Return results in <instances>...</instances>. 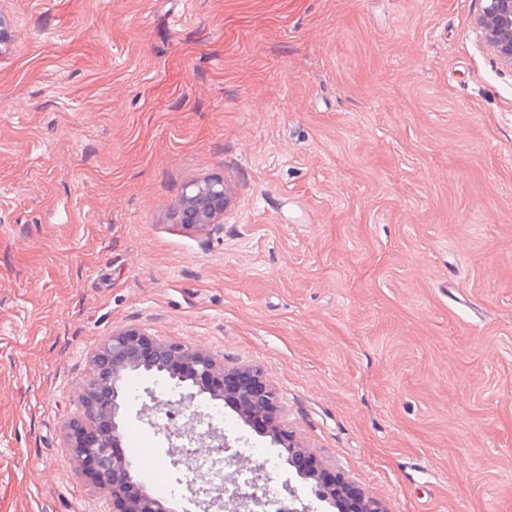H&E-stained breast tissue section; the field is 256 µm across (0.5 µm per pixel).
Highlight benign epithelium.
<instances>
[{
	"mask_svg": "<svg viewBox=\"0 0 512 512\" xmlns=\"http://www.w3.org/2000/svg\"><path fill=\"white\" fill-rule=\"evenodd\" d=\"M475 25L481 41L502 62L512 66V0H484ZM226 204L224 178L209 177L193 183L183 194L175 218L188 229L209 231L223 217ZM91 366V378L82 396L83 417L69 424L70 442L80 458L93 460L98 483L112 489V512H167L163 502L143 486L133 498L124 495L125 486L133 483L132 462L125 455L112 454V449L122 447L123 385L136 371L143 375L166 373L179 384L187 382L197 388L182 394L184 404L207 393L213 400H233L246 423L256 413L268 415L271 426L266 436L280 447V454L286 456L288 465L295 468L304 484L320 481L333 472L323 463L313 470L298 467L301 445L281 424L275 390L254 369H227L224 363L181 342L159 341L135 329L113 332L93 355ZM146 394L149 402L143 404L141 414L155 433L164 436L171 465L194 474L187 483L190 501L198 509L217 505L220 497L211 496L204 476L193 467L190 455L183 449L194 448L198 453L210 448L228 450L232 448L230 441L212 426L198 430L204 419L199 412L191 413L181 424L171 418L159 422V415L168 411L170 403L151 389Z\"/></svg>",
	"mask_w": 512,
	"mask_h": 512,
	"instance_id": "1",
	"label": "benign epithelium"
}]
</instances>
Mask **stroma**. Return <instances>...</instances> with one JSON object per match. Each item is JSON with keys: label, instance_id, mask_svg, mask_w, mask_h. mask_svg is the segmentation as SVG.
<instances>
[{"label": "stroma", "instance_id": "obj_1", "mask_svg": "<svg viewBox=\"0 0 512 512\" xmlns=\"http://www.w3.org/2000/svg\"><path fill=\"white\" fill-rule=\"evenodd\" d=\"M481 7L0 0V512H112L68 424L119 328L257 368L386 512H512V67ZM211 176L221 230L177 224ZM165 385L127 401L148 450Z\"/></svg>", "mask_w": 512, "mask_h": 512}]
</instances>
